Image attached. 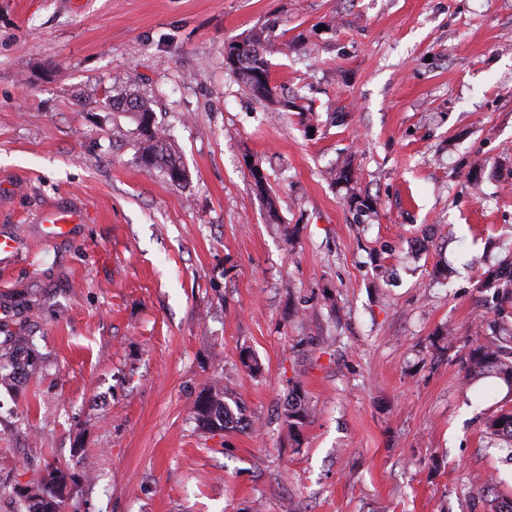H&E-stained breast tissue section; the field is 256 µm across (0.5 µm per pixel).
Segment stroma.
<instances>
[{
	"instance_id": "stroma-1",
	"label": "stroma",
	"mask_w": 512,
	"mask_h": 512,
	"mask_svg": "<svg viewBox=\"0 0 512 512\" xmlns=\"http://www.w3.org/2000/svg\"><path fill=\"white\" fill-rule=\"evenodd\" d=\"M263 30L275 110L225 67ZM150 100L187 172L137 153ZM351 159L371 213L332 168ZM259 167L267 192L254 186ZM479 188H472V177ZM78 213L64 236L40 217ZM0 483L59 512H487L462 358L512 253V0H0ZM258 364L250 372L249 364ZM249 425L206 432L199 393ZM313 416L291 431L285 404ZM6 342H11L14 344V355L12 356V360L10 362L11 371L6 374H2V365L0 364V380L1 382L6 379L16 378V377H25L30 373L34 372L35 360L34 358L26 351V355L21 356L18 352V349L24 348L23 343L27 344L28 338L25 336H11L10 339ZM5 342V343H6ZM23 346V347H22ZM72 475L66 467L49 466L47 476L35 486H15L13 493L24 503V512H58L60 497Z\"/></svg>"
}]
</instances>
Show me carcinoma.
I'll list each match as a JSON object with an SVG mask.
<instances>
[{
	"label": "carcinoma",
	"instance_id": "obj_1",
	"mask_svg": "<svg viewBox=\"0 0 512 512\" xmlns=\"http://www.w3.org/2000/svg\"><path fill=\"white\" fill-rule=\"evenodd\" d=\"M268 41V34L258 31L226 47L227 59L234 62L231 73L255 95L259 86L270 77L263 50ZM112 108L135 116L141 162L147 167L165 170L171 182L177 185L183 183L186 173L167 146L163 131L153 121L150 104L139 97H114ZM335 176L348 190L351 206L360 210L374 208L373 200L357 190L351 162L346 161L339 166ZM486 267L479 288L491 293L500 322L488 330L481 324L477 326L473 345L465 357L462 383L468 390L482 379H496L506 386L505 397L512 398V326L507 321L509 310L512 309V254L500 257L493 263L488 262ZM9 342L14 344L16 352L10 362L11 371L0 373L1 381L25 377L35 370L34 358L18 352L28 338L16 336L10 338ZM225 396L224 389L215 385L199 393L192 406V415L200 429L223 432L235 429L242 423V418L235 415L224 401ZM310 416L311 409L301 397L288 401L286 418L290 428L299 429ZM483 434L498 444L500 450L512 460V406L508 402L496 404V409L483 420ZM70 479L72 475L68 468L52 465L47 468V476L41 482L34 486H16L13 493L23 501L25 512H58L60 497ZM475 494L485 501L491 512H512V497L501 495L490 481L477 487Z\"/></svg>",
	"mask_w": 512,
	"mask_h": 512
}]
</instances>
